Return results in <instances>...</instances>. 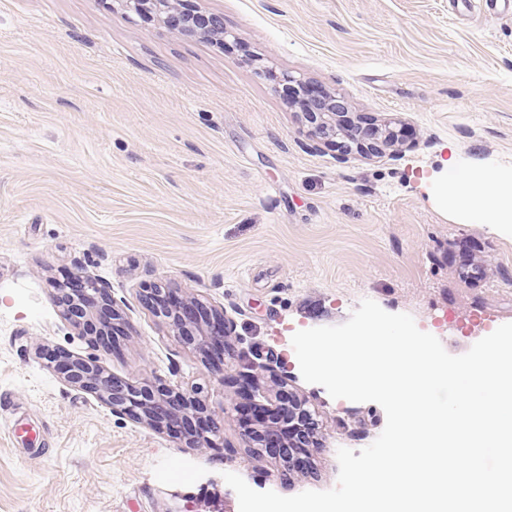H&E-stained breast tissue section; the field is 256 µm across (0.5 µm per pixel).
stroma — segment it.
<instances>
[{"label": "stroma", "mask_w": 512, "mask_h": 512, "mask_svg": "<svg viewBox=\"0 0 512 512\" xmlns=\"http://www.w3.org/2000/svg\"><path fill=\"white\" fill-rule=\"evenodd\" d=\"M192 2L223 15L224 43L117 0H0V512H239L227 472L283 496L332 489L338 449L369 446L386 414L305 382L295 332L365 298L452 355L512 322V236L427 184L451 159L512 167V18L450 0ZM293 77L354 121L404 124L400 153L312 136ZM78 274L117 303L109 346L52 297ZM156 282L223 313V361L145 307ZM60 351L198 393L217 447L113 414L47 366ZM283 379L317 422L287 473L244 436Z\"/></svg>", "instance_id": "obj_1"}]
</instances>
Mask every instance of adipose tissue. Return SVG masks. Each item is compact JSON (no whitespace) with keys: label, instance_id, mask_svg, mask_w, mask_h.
Returning a JSON list of instances; mask_svg holds the SVG:
<instances>
[{"label":"adipose tissue","instance_id":"ef3b65f1","mask_svg":"<svg viewBox=\"0 0 512 512\" xmlns=\"http://www.w3.org/2000/svg\"><path fill=\"white\" fill-rule=\"evenodd\" d=\"M440 203L500 235H512V169L471 167L434 185Z\"/></svg>","mask_w":512,"mask_h":512}]
</instances>
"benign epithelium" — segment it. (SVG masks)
I'll list each match as a JSON object with an SVG mask.
<instances>
[{
  "label": "benign epithelium",
  "instance_id": "benign-epithelium-1",
  "mask_svg": "<svg viewBox=\"0 0 512 512\" xmlns=\"http://www.w3.org/2000/svg\"><path fill=\"white\" fill-rule=\"evenodd\" d=\"M124 8L140 14L150 9L164 17L170 31L180 36L216 35L225 37L224 19L217 14H203L190 9L173 11L178 0H117ZM345 109L343 101L332 94L308 91L303 98V116L310 132L317 137L336 135L337 116ZM398 142L392 128H359L357 138L342 145L350 150L380 153ZM54 299L63 314L77 322L74 312L86 316V322L96 327L94 338L103 342L112 335L116 321L120 320L115 302L97 282L88 276L77 275L67 284L55 289ZM145 303L159 317L172 321L182 340L207 354L224 349L226 322L221 316H209L203 305L195 300L178 302L167 285L155 284L146 291ZM48 362L54 365L64 380L94 394L111 406L115 414H132L157 428H178L185 432V447H214L220 430L218 422L203 418L204 406L175 389L154 384L134 385L107 372L97 361L70 355L53 356ZM276 399L286 419L302 415L315 424L305 403L285 388H280ZM264 448H290L292 444L281 441L280 430L275 425L264 427L258 434Z\"/></svg>",
  "mask_w": 512,
  "mask_h": 512
}]
</instances>
